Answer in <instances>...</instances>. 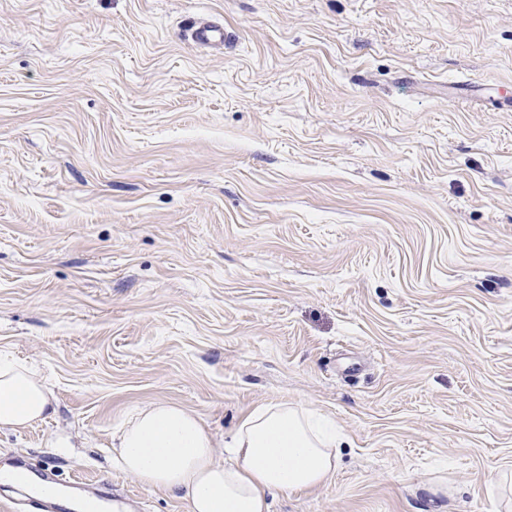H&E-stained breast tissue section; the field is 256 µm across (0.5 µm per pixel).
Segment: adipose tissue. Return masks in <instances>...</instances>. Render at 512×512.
<instances>
[{"label":"adipose tissue","instance_id":"1","mask_svg":"<svg viewBox=\"0 0 512 512\" xmlns=\"http://www.w3.org/2000/svg\"><path fill=\"white\" fill-rule=\"evenodd\" d=\"M54 411L33 369L0 353V428L23 429ZM341 444L326 416L261 404L239 424L222 463L195 413L157 402L136 411L116 436L114 461L140 483L179 496L189 512H269L270 497L323 485Z\"/></svg>","mask_w":512,"mask_h":512}]
</instances>
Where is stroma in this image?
<instances>
[{
  "instance_id": "obj_1",
  "label": "stroma",
  "mask_w": 512,
  "mask_h": 512,
  "mask_svg": "<svg viewBox=\"0 0 512 512\" xmlns=\"http://www.w3.org/2000/svg\"><path fill=\"white\" fill-rule=\"evenodd\" d=\"M509 91L512 0H0V352L56 406L0 466L188 512L113 434L288 402L343 442L271 512H499ZM191 40L200 48H224V22L222 20H201L190 29Z\"/></svg>"
}]
</instances>
